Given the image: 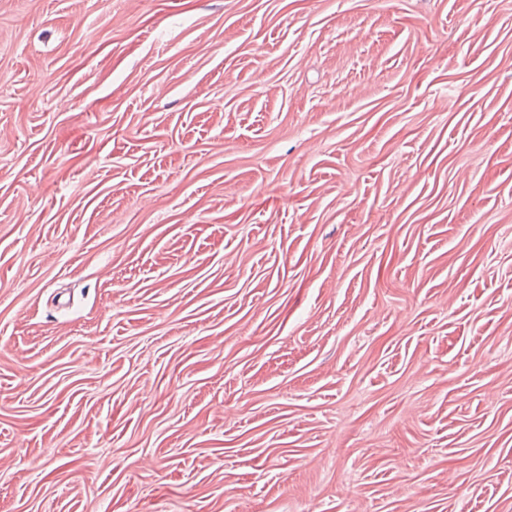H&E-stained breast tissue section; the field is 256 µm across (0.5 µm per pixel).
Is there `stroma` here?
I'll use <instances>...</instances> for the list:
<instances>
[{
    "mask_svg": "<svg viewBox=\"0 0 512 512\" xmlns=\"http://www.w3.org/2000/svg\"><path fill=\"white\" fill-rule=\"evenodd\" d=\"M0 512H512V0H0Z\"/></svg>",
    "mask_w": 512,
    "mask_h": 512,
    "instance_id": "35a3bbf8",
    "label": "stroma"
}]
</instances>
